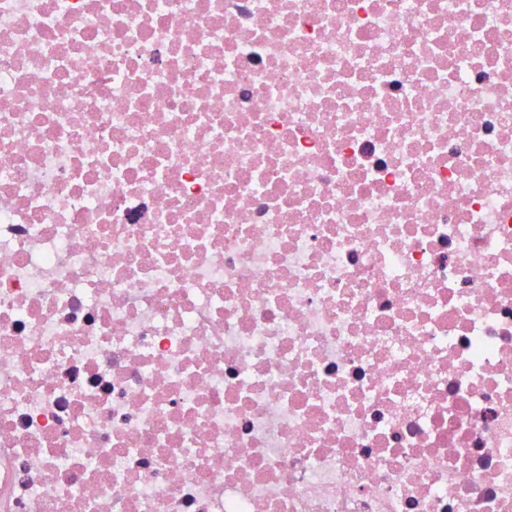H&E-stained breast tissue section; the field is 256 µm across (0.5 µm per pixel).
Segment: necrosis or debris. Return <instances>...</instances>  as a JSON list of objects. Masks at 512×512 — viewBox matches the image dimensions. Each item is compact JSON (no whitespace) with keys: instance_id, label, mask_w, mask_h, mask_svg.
I'll use <instances>...</instances> for the list:
<instances>
[{"instance_id":"necrosis-or-debris-1","label":"necrosis or debris","mask_w":512,"mask_h":512,"mask_svg":"<svg viewBox=\"0 0 512 512\" xmlns=\"http://www.w3.org/2000/svg\"><path fill=\"white\" fill-rule=\"evenodd\" d=\"M0 512H512V0H0Z\"/></svg>"}]
</instances>
